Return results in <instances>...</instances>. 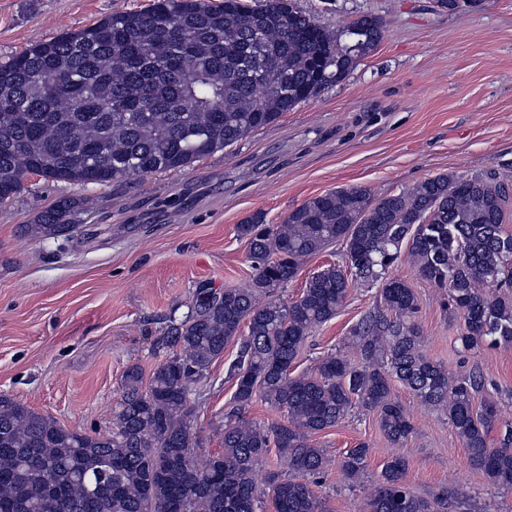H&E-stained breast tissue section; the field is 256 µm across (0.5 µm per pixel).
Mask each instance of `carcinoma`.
I'll use <instances>...</instances> for the list:
<instances>
[{"label": "carcinoma", "mask_w": 512, "mask_h": 512, "mask_svg": "<svg viewBox=\"0 0 512 512\" xmlns=\"http://www.w3.org/2000/svg\"><path fill=\"white\" fill-rule=\"evenodd\" d=\"M383 36L376 16L329 29L292 0H154L64 31L0 62V204L28 175L72 184L123 183L181 170L275 123L341 82ZM512 188L493 175L444 173L379 198L364 188L309 198L279 224L256 212L237 225L254 270L246 288H198L191 318L172 320L153 346L165 358L146 376L132 365L108 434L66 428L0 395V512H326L311 478L332 463L311 437L359 403L394 448L414 432L392 382L442 411L471 468L512 488V429L489 444L497 403L473 370L454 377L422 349L414 289L391 275L402 252L417 275L448 289L467 350L512 344V235L504 232ZM345 244V263L314 273L288 303L260 301L292 281L305 259ZM380 284V305L353 329V365L341 353L309 373L291 368L308 336L336 317L353 280ZM502 289L491 296L487 288ZM234 406L223 451L198 462L190 394L224 348ZM261 399L286 423L257 426L242 410ZM368 445L338 460L346 479L364 475ZM288 474L258 475L270 454ZM391 457L367 512H449L469 507L446 487L427 498Z\"/></svg>", "instance_id": "cac0c4a2"}]
</instances>
